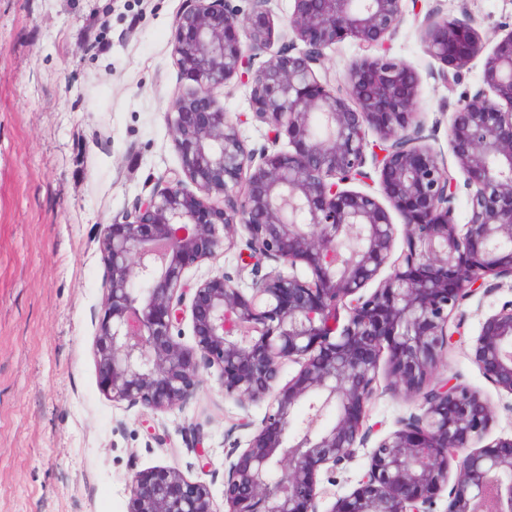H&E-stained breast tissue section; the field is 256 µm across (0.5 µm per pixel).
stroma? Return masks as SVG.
<instances>
[{"label": "stroma", "instance_id": "obj_1", "mask_svg": "<svg viewBox=\"0 0 512 512\" xmlns=\"http://www.w3.org/2000/svg\"><path fill=\"white\" fill-rule=\"evenodd\" d=\"M184 0H0V512H127L133 473L179 469L224 503V450L260 426L266 403L227 399L215 369L180 409L115 404L98 387L94 356L106 269L105 224L181 162L167 112L193 86L173 57ZM391 56L417 74V118L427 145L452 161L448 129L460 102L483 90V58L445 84L442 61L422 42L427 15L470 16L487 45L512 30V0H403ZM359 55L352 39L325 51L321 75L344 90ZM249 147L266 145L249 89L232 80L217 92ZM460 312L464 334L439 373L493 406V438L512 437V395L494 387L472 358L484 319L512 301V274ZM416 401L378 393L367 406L373 436L353 449L335 481L320 479L321 512L350 494L378 438L417 414ZM200 431L212 464L188 446Z\"/></svg>", "mask_w": 512, "mask_h": 512}]
</instances>
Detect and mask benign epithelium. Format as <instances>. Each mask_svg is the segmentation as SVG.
<instances>
[{
    "label": "benign epithelium",
    "mask_w": 512,
    "mask_h": 512,
    "mask_svg": "<svg viewBox=\"0 0 512 512\" xmlns=\"http://www.w3.org/2000/svg\"><path fill=\"white\" fill-rule=\"evenodd\" d=\"M230 2L185 0L174 53L196 86L167 113L180 170L99 237L101 391L117 404L174 410L203 382L201 368H216L224 397L242 407L268 400L247 447L226 451L228 512H319V473L336 472L371 433L366 407L385 354L384 391L418 401L421 413L377 441L358 486L329 512H427L447 486V512H512V438H487L491 403L438 377L463 328L461 304L488 277L512 272V32L485 59L487 91L463 101L449 128L468 189V221L457 224V179L416 121L417 76L388 53L402 0H294L287 26L306 50L258 66L275 37L273 0H249L244 11ZM422 37L456 71L483 51L464 19L428 18ZM347 38L360 56L344 97L320 69L324 49ZM235 78L249 84L272 148H249L218 104L217 90ZM369 129L380 135L376 151ZM283 138L287 151L277 149ZM373 174L384 200L348 188ZM392 210L405 241L396 257ZM242 237L239 255L252 266L276 263L249 291L223 272L184 278ZM188 298L192 346L174 335ZM472 357L512 395V302L484 320ZM287 360L300 370L280 387ZM127 512H213L211 493L156 466L131 476Z\"/></svg>",
    "instance_id": "benign-epithelium-1"
}]
</instances>
